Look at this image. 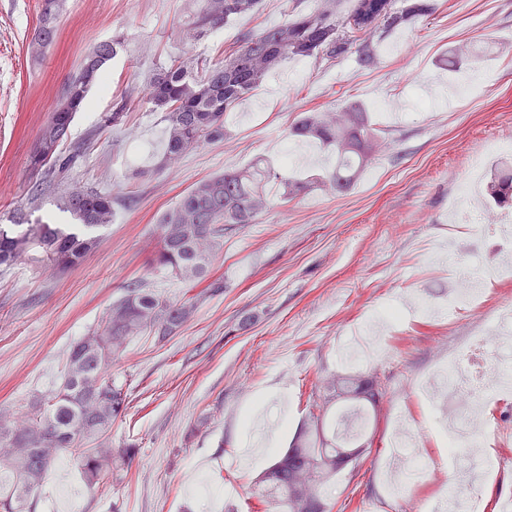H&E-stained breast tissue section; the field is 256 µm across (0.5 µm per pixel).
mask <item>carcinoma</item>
<instances>
[{
	"mask_svg": "<svg viewBox=\"0 0 512 512\" xmlns=\"http://www.w3.org/2000/svg\"><path fill=\"white\" fill-rule=\"evenodd\" d=\"M260 0H199L194 29L200 36L231 19L258 11ZM63 0H42L39 25L29 52L38 60L55 38ZM433 10L415 3L405 10L393 0H353L343 14L330 9L298 12L282 24L259 33H243L235 45L224 49V61L206 67L202 77L182 61L159 69L152 77L148 100L163 112L165 156L176 160L205 143L224 139V116L255 90L270 72L290 58L339 59L356 56L359 65L377 62L378 39ZM119 42H104L85 56L79 76L68 85L64 99L42 126L31 154L33 171L44 175L42 184L61 186L83 154L77 145L65 155L75 114L84 106L90 88L105 80L103 68L116 55ZM291 135L315 138L332 149L335 167L326 179L336 191L348 190L375 156L380 135L364 108L352 103L341 112H302ZM278 180L276 171L258 160L244 169L226 170L203 179L159 219L160 238L152 263L170 270L201 293L224 288L215 276L214 262L224 246V232L254 223L268 205L265 186ZM488 201L507 207L512 198V165L491 171L485 187ZM60 207L76 223L24 224L19 230L0 226V267H10L38 252L46 264L66 270L80 264L97 247L94 232L112 223V196L91 189H63ZM197 297L184 301L163 298L140 284L128 286L97 327L74 342L68 352L57 387L32 405V410L5 426L0 413V512H31V497L63 450L77 454L88 484L112 472L120 455L114 453L109 430L127 407L122 388L112 382V360L129 340L154 334L175 333L190 321ZM363 380L341 389L355 401L349 415L376 410L382 393L373 388L359 394ZM336 446L325 442L323 420L311 423L289 448L278 454L262 475L275 497L278 512H327L318 487L336 473Z\"/></svg>",
	"mask_w": 512,
	"mask_h": 512,
	"instance_id": "1",
	"label": "carcinoma"
}]
</instances>
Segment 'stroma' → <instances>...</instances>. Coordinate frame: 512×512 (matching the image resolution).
<instances>
[{"label":"stroma","mask_w":512,"mask_h":512,"mask_svg":"<svg viewBox=\"0 0 512 512\" xmlns=\"http://www.w3.org/2000/svg\"><path fill=\"white\" fill-rule=\"evenodd\" d=\"M198 0H67L55 43L39 61L28 53L41 0H0V224L14 213L68 224L58 195H34L29 159L41 127L97 44L121 39L106 87L93 88L71 139L87 145L71 184L112 195L116 216L79 266L57 272L29 262L0 272V409L19 414L59 380L71 345L96 327L112 302L138 282L173 299L184 283L152 265L159 217L195 183L256 159L282 181L323 173L319 160L289 163V129L302 112L360 103L386 140L350 190L317 185L279 200L255 223L228 232L215 260L221 293L199 298L194 318L174 335L135 338L112 363L127 395L112 423L115 451L128 465L88 486L74 454L48 472L33 512H256L257 482L275 451L288 448L317 405L335 424L343 404L327 381L373 377L384 394L362 437L366 450L336 473L320 496L330 512H439L490 490L479 512L512 500V396L484 404L476 432L499 469L485 473L471 448L449 455L437 425L442 404L422 392L470 337L487 332L512 306V277L480 288L471 301L459 268L477 253L512 267V210L488 205L473 235L458 204L463 187L487 175L512 144V0H434L378 45L375 67L355 57L291 59L225 116L224 140L179 162L163 155L165 124L146 87L160 67L221 61L242 32L281 24L320 0H262L256 13L194 38ZM470 46L475 58L447 57ZM122 110L116 126L103 116ZM264 417L262 446L251 415ZM419 437L424 472L393 480L402 463L392 448L399 427Z\"/></svg>","instance_id":"obj_1"}]
</instances>
